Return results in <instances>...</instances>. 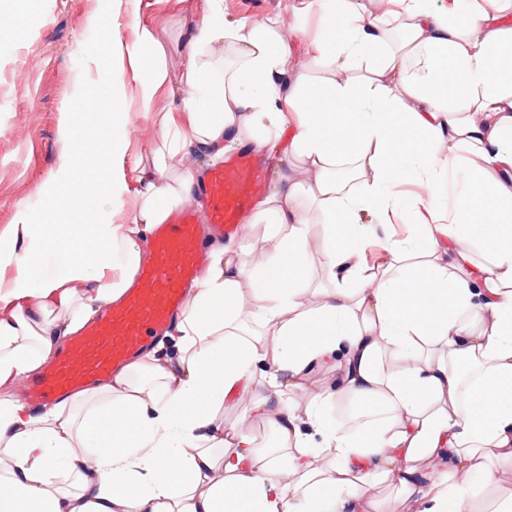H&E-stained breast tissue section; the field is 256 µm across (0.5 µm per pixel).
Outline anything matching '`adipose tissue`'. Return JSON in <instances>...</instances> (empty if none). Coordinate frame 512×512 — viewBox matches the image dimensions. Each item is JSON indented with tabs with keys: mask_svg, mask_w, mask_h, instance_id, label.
I'll return each instance as SVG.
<instances>
[{
	"mask_svg": "<svg viewBox=\"0 0 512 512\" xmlns=\"http://www.w3.org/2000/svg\"><path fill=\"white\" fill-rule=\"evenodd\" d=\"M303 9L323 23L315 81L291 70L279 20L229 22L224 0H201L149 164L130 166L120 138L91 147L69 132L39 208L49 218L90 195L94 221L49 238L24 209L0 233V512H367L380 483L412 512H461L512 468V0ZM138 40L126 56L148 106L169 72L153 30ZM277 136L290 167L249 223L269 265L212 251L176 319V358L143 355L32 415L14 387L123 295L141 240L189 194L194 169L170 176L169 159L190 142L263 152ZM129 196L130 222L113 223ZM404 210L412 233L387 236ZM317 224L330 231L315 289ZM332 362L336 387L319 392L310 375ZM286 390L309 400L281 407ZM245 396L277 448L217 416ZM334 402L355 431L326 422ZM61 467L69 486L48 479Z\"/></svg>",
	"mask_w": 512,
	"mask_h": 512,
	"instance_id": "adipose-tissue-1",
	"label": "adipose tissue"
}]
</instances>
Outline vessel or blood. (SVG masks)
Instances as JSON below:
<instances>
[{
    "label": "vessel or blood",
    "mask_w": 512,
    "mask_h": 512,
    "mask_svg": "<svg viewBox=\"0 0 512 512\" xmlns=\"http://www.w3.org/2000/svg\"><path fill=\"white\" fill-rule=\"evenodd\" d=\"M262 180L246 147L197 179L192 192L210 206L208 226L199 224L193 207L172 212L157 229L153 260L139 270L133 287L75 336L51 367L26 381L24 399L56 403L107 380L146 350L177 318L186 289L197 280L208 237L237 232Z\"/></svg>",
    "instance_id": "b4317fda"
}]
</instances>
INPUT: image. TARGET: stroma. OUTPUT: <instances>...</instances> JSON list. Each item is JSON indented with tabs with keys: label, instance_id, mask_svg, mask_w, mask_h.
<instances>
[{
	"label": "stroma",
	"instance_id": "obj_1",
	"mask_svg": "<svg viewBox=\"0 0 512 512\" xmlns=\"http://www.w3.org/2000/svg\"><path fill=\"white\" fill-rule=\"evenodd\" d=\"M296 0H224L226 19L278 18L299 44L320 30L316 14H295ZM16 22L0 25V228L15 223L20 208L36 204L35 191L53 187L67 146L64 123L90 138L109 126L95 105L105 83H130L121 53L136 38L138 25L157 35L170 76H178L180 54L193 35L197 0H6ZM111 38L112 68L90 64L104 38ZM84 89L85 107L65 118L63 108ZM133 129L127 136L130 161L148 156L159 141L160 124L144 118L139 100L129 106Z\"/></svg>",
	"mask_w": 512,
	"mask_h": 512
}]
</instances>
